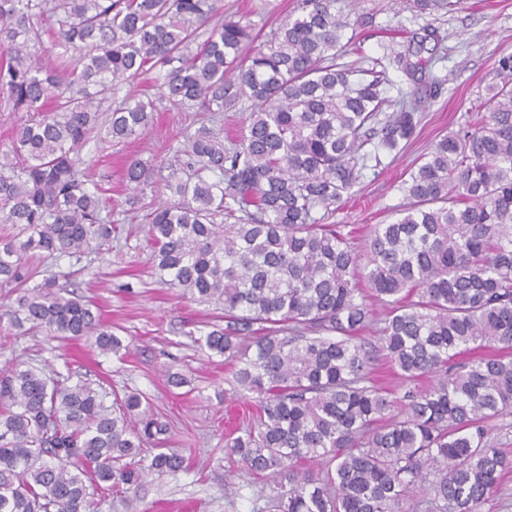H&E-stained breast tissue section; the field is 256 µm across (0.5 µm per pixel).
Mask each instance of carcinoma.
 Instances as JSON below:
<instances>
[{
	"instance_id": "carcinoma-1",
	"label": "carcinoma",
	"mask_w": 512,
	"mask_h": 512,
	"mask_svg": "<svg viewBox=\"0 0 512 512\" xmlns=\"http://www.w3.org/2000/svg\"><path fill=\"white\" fill-rule=\"evenodd\" d=\"M348 26L336 0H298L256 46L224 0H0V93L25 113L0 155V224L21 225L0 238L3 340L44 331L122 347L56 278L28 283L30 252L79 259L119 233L78 153L94 130L124 145L148 126L156 102L124 86L151 70L177 110L246 103L236 136L184 134L170 200L143 215L159 280L220 311L195 342L233 365L239 397L258 407L229 459L276 479L274 512H482L512 467L488 428L512 407V55L480 116L433 144L401 187L406 203L360 250L325 220L367 162L381 164L363 148L377 137L401 150L418 120L386 96L388 66L410 70L403 55L336 62ZM46 42L60 52L43 65L31 48ZM108 98L118 105L102 118ZM153 172L132 158L126 181L142 194ZM378 361L406 386L395 413ZM166 433L139 393L108 405L68 374L1 371L0 512H101L148 475L175 478L181 451L142 455ZM424 484L430 497L409 502Z\"/></svg>"
}]
</instances>
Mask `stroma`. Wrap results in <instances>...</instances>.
I'll use <instances>...</instances> for the list:
<instances>
[{"label":"stroma","mask_w":512,"mask_h":512,"mask_svg":"<svg viewBox=\"0 0 512 512\" xmlns=\"http://www.w3.org/2000/svg\"><path fill=\"white\" fill-rule=\"evenodd\" d=\"M294 4L224 0V12L266 35ZM336 9L350 23L341 60L356 67L368 68L375 59L406 51L424 29H437L443 37L437 52L422 50L431 64L421 79L389 70L391 99L417 103L423 116L418 137L398 154L382 153L380 166L363 170L354 196L329 218L333 224H386L404 202L402 182L430 146L466 127L489 88L499 83L497 62L512 54V0H453L451 8L431 11L416 8L415 0H337ZM207 119V113L177 112L161 102L149 126L127 144L111 147L90 136L80 151L82 158L95 160L87 187L110 189L112 218L124 225L129 237L79 262L33 255L43 276L57 277L60 287L94 305L126 350L106 354L88 339L67 342L42 333L17 336L0 346V370L18 362L48 372L67 367L105 391L142 393L167 423L166 445L182 449L186 472L175 480L149 477L135 506L112 496L104 512H267L273 490L272 484L245 478L237 480L235 492L225 490L230 470L226 433L248 421L253 409L236 395L231 366L193 341L194 334L209 331L214 308L191 301L155 277L142 213L129 203L124 183V162L132 157L158 166V178L168 176L167 164L184 133ZM173 373L182 374L185 384L171 386L168 377Z\"/></svg>","instance_id":"obj_1"}]
</instances>
